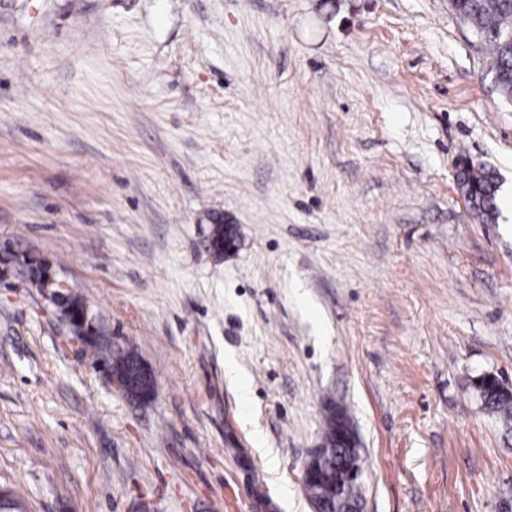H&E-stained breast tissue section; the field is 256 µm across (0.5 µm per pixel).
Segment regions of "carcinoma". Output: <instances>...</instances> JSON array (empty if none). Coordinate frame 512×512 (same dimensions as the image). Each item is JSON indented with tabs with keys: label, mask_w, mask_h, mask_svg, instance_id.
Wrapping results in <instances>:
<instances>
[{
	"label": "carcinoma",
	"mask_w": 512,
	"mask_h": 512,
	"mask_svg": "<svg viewBox=\"0 0 512 512\" xmlns=\"http://www.w3.org/2000/svg\"><path fill=\"white\" fill-rule=\"evenodd\" d=\"M450 5L489 50L493 88L503 101L512 104V0H450ZM458 186L469 207L482 221L488 223L498 219L499 185L492 171L481 165L465 164L458 175ZM208 220L211 223L208 236L210 251H224L226 237L238 239L235 225L224 227L218 215H210ZM89 348L106 353L112 377L125 385L129 400L146 403L154 397V377L134 351L114 349L110 344L100 343H91ZM477 389L484 408L504 424L511 425L512 396L501 394L493 383L480 382ZM322 447L326 451L322 469L334 475L343 456L344 443L340 438L336 408L331 406L327 407L324 418ZM329 486L328 480L306 486L308 499L318 504L322 512H336L345 506V502L357 503L361 499L360 483L354 479L348 481L339 499L330 495Z\"/></svg>",
	"instance_id": "cac0c4a2"
}]
</instances>
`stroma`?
Masks as SVG:
<instances>
[{"label": "stroma", "instance_id": "1", "mask_svg": "<svg viewBox=\"0 0 512 512\" xmlns=\"http://www.w3.org/2000/svg\"><path fill=\"white\" fill-rule=\"evenodd\" d=\"M498 178L469 209L456 166ZM236 225L216 257L207 217ZM51 262L156 394L0 280V489L25 512H311L324 406L364 512H500L512 105L449 0H0V246ZM496 175L481 165L464 164L458 175L461 194L473 212L484 222H495L499 216ZM89 348L106 353L104 358L112 369L113 387L126 397L138 403L150 401L155 394V381L151 372L144 367L140 357L133 350L112 349V344L90 343ZM108 356V359H107ZM120 382H119V381ZM125 387H124V385ZM477 389L484 408L496 415L506 427L512 424V396H506L499 392L493 383L480 382Z\"/></svg>", "mask_w": 512, "mask_h": 512}]
</instances>
